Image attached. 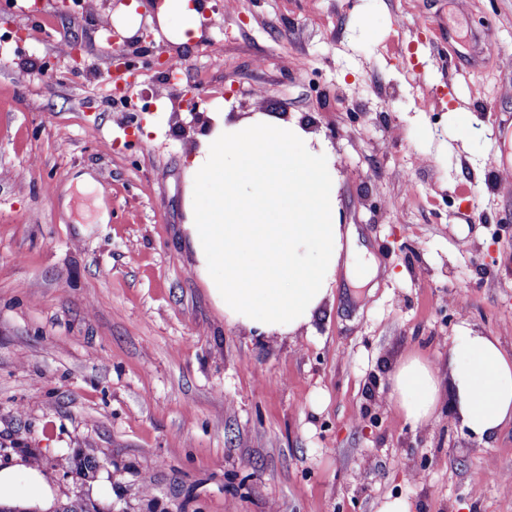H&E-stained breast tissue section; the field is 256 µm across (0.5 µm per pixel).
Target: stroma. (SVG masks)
<instances>
[{"label":"stroma","mask_w":512,"mask_h":512,"mask_svg":"<svg viewBox=\"0 0 512 512\" xmlns=\"http://www.w3.org/2000/svg\"><path fill=\"white\" fill-rule=\"evenodd\" d=\"M191 44L167 0H111L140 69L123 103L94 16L0 5V469L38 512H512V423L473 436L448 350L461 327L512 353V0H198ZM82 47L51 77L46 54ZM499 48L485 51L486 44ZM182 63L164 81L153 61ZM195 87L200 115L181 102ZM208 112L298 122L336 159L347 259L288 340L229 323L184 230L187 156ZM110 218L99 223V207ZM378 274L363 281L367 261ZM436 368L431 419L389 376ZM93 452L86 477L61 458ZM37 460L47 501H31ZM392 396L404 418L414 425L426 423L440 400L436 369L426 359L405 358L390 377Z\"/></svg>","instance_id":"1"}]
</instances>
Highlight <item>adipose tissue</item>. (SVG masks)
I'll return each instance as SVG.
<instances>
[{"mask_svg":"<svg viewBox=\"0 0 512 512\" xmlns=\"http://www.w3.org/2000/svg\"><path fill=\"white\" fill-rule=\"evenodd\" d=\"M187 178L188 241L227 321L279 338L310 326L342 250L333 155L282 117L212 112ZM448 372L463 424L493 441L512 423V355L497 337L466 329L448 350ZM390 384L407 421L432 417L440 390L429 361L408 356Z\"/></svg>","mask_w":512,"mask_h":512,"instance_id":"1","label":"adipose tissue"}]
</instances>
